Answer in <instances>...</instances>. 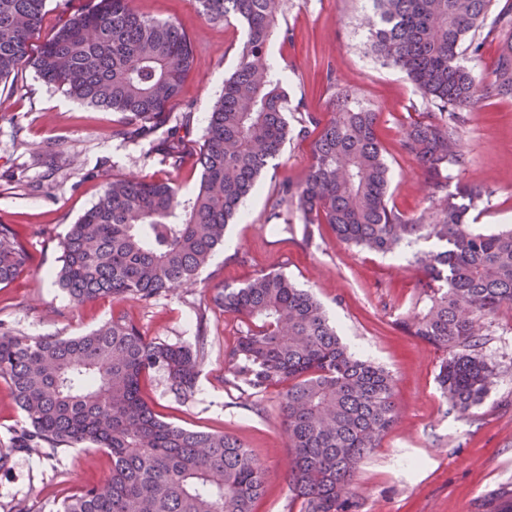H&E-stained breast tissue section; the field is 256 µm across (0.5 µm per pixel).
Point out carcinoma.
<instances>
[{
    "label": "carcinoma",
    "instance_id": "carcinoma-1",
    "mask_svg": "<svg viewBox=\"0 0 512 512\" xmlns=\"http://www.w3.org/2000/svg\"><path fill=\"white\" fill-rule=\"evenodd\" d=\"M196 2L208 18H234L247 28L197 146L172 131L155 137L194 63L177 25L144 18L132 0H93L34 50L46 0H0V82L30 64L47 84L120 113L113 136L148 142L175 168L194 155L200 169L190 194L140 176L108 182L61 241L55 284L78 303L149 302L193 286L286 141L314 133L305 176L279 183L271 215L307 228L328 224L341 242L383 255L433 242L412 253L423 279L399 324L446 352L438 383L451 410L468 413L497 376L481 349L487 321L512 307V225L473 223L491 191L455 181L466 164L458 127L461 113L483 101L512 98V8L489 22L492 0H372L373 52L437 108L401 140L428 188L429 206L408 216L389 206L377 113L340 90L330 119L299 103L296 124L288 121V92L269 50L275 35L288 39L279 26L284 0ZM485 26L486 36L502 38L491 81L461 51ZM30 263L13 225L0 224V284ZM215 288L214 304L245 326L225 352V366L255 393L284 387L288 486L301 512H358L359 465L398 421L392 375L351 352L313 293L282 272ZM204 358L201 342L191 348L147 340L120 310L82 336L0 331V378L24 414L12 448L0 451V472L11 470L17 452L55 455L92 445L111 455L112 479L67 500L63 512H254L267 474L252 451L229 434L166 422L141 397L142 379L161 372L177 397L189 398Z\"/></svg>",
    "mask_w": 512,
    "mask_h": 512
}]
</instances>
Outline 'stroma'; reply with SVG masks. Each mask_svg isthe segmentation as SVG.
Returning <instances> with one entry per match:
<instances>
[{
	"label": "stroma",
	"mask_w": 512,
	"mask_h": 512,
	"mask_svg": "<svg viewBox=\"0 0 512 512\" xmlns=\"http://www.w3.org/2000/svg\"><path fill=\"white\" fill-rule=\"evenodd\" d=\"M133 6L146 18L175 22L188 35L195 66L167 108L166 127L202 141L212 106L236 67L242 27L210 20L195 0H133ZM371 10V0H287L281 26L290 38H274L270 53L285 77L289 106L300 103L324 115L343 88L377 112V136L391 169L389 204L416 215L429 205L427 188L401 139L425 106L405 74L372 52L365 28ZM0 96L11 104L0 114V222L16 226L32 255L26 272L0 285V328L77 336L104 324L118 306L150 341H204L205 359L189 399L177 398L166 377L155 373L142 383L143 400L166 421L227 433L249 448L267 473L256 512H299L287 480L282 390L251 395L236 386L224 352L243 325L211 301L215 283L241 286L258 273L280 271L313 290L352 352L394 378L399 419L359 470L360 512H484L489 495L512 488V308H501L487 327L483 354L496 368V382L480 405L458 416L437 385L443 351L396 324L411 312L421 278L411 253L390 258L347 246L325 224L308 240L301 224L270 219L269 202L280 181L306 173L310 140H288L197 285L146 304L77 303L51 274L60 265L61 239L107 182L129 174L171 179L188 194L200 172L189 162L173 168L148 144L113 137L119 113L70 98L31 67L0 84ZM459 136L468 158L459 180L491 191L477 223L512 224V100L480 103L466 113ZM111 474L112 458L101 448H72L56 458L16 454L11 471L0 474V512H58L71 495Z\"/></svg>",
	"instance_id": "1"
}]
</instances>
